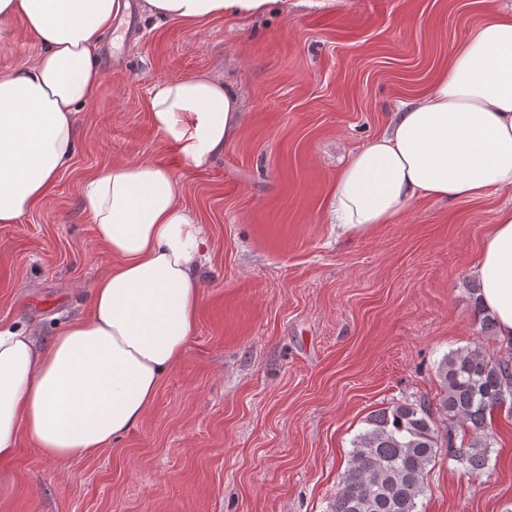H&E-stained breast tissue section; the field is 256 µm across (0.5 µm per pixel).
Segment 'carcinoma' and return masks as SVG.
Returning <instances> with one entry per match:
<instances>
[{
	"label": "carcinoma",
	"mask_w": 512,
	"mask_h": 512,
	"mask_svg": "<svg viewBox=\"0 0 512 512\" xmlns=\"http://www.w3.org/2000/svg\"><path fill=\"white\" fill-rule=\"evenodd\" d=\"M481 333L495 324L470 289ZM441 395L436 409L448 421L434 425L430 404L404 400L372 412L352 441L350 460L331 512H418L427 468L446 453L468 472L488 465L492 412L512 398V361L491 360L480 348L445 355L436 367Z\"/></svg>",
	"instance_id": "carcinoma-1"
}]
</instances>
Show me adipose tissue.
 <instances>
[{
  "label": "adipose tissue",
  "instance_id": "adipose-tissue-1",
  "mask_svg": "<svg viewBox=\"0 0 512 512\" xmlns=\"http://www.w3.org/2000/svg\"><path fill=\"white\" fill-rule=\"evenodd\" d=\"M271 0H145L149 15L192 28L251 17ZM121 0H0V31L22 21L39 46L0 75V224L48 193L75 151V114L103 79L99 33ZM151 121L177 161L201 167L223 154L241 120L235 92L206 75L161 84ZM512 190V11L489 16L452 51L428 93L404 104L331 190L337 223L366 234L426 197L478 198ZM97 239L116 262L97 279L87 316L48 340L0 329V495L13 485L19 438L44 456L93 455L150 412L184 357L201 299L203 228L181 201L171 165L130 161L82 189ZM470 273L501 338L512 339V208L488 227Z\"/></svg>",
  "mask_w": 512,
  "mask_h": 512
}]
</instances>
